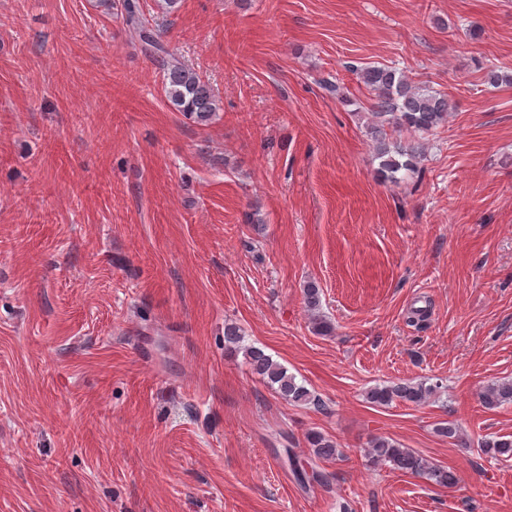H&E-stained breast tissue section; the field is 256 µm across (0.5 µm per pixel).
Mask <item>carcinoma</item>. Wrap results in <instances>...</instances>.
I'll list each match as a JSON object with an SVG mask.
<instances>
[{
  "instance_id": "obj_1",
  "label": "carcinoma",
  "mask_w": 512,
  "mask_h": 512,
  "mask_svg": "<svg viewBox=\"0 0 512 512\" xmlns=\"http://www.w3.org/2000/svg\"><path fill=\"white\" fill-rule=\"evenodd\" d=\"M116 5L120 6L121 15L138 32L141 41L153 49V58L163 74V91L169 107L198 125L211 123L220 110V99L213 85L165 50L155 33L144 26L140 0L108 3L111 9ZM351 70L373 94L369 131L376 157L380 159V176L390 179L402 170L415 171L423 157L420 144L393 141L387 137L386 128L406 130L414 135L428 134L447 120L451 110L448 98L412 85L408 75L394 66L353 65ZM244 358L252 373L262 377L280 398L293 404L324 407L321 399L299 382L296 375L288 372L287 367L273 360L262 349L246 347ZM438 389L440 386L437 382L406 380L370 388L366 392V401L378 407H387L397 401L422 404L430 400ZM480 401L489 410L512 403V381L488 386L480 394ZM435 431L456 441L460 438L461 426L455 420H443L436 424ZM305 441L315 461H330L342 455L337 442L321 432L307 433ZM478 451L495 460L512 458V436L486 438L479 444ZM367 455L377 464L424 476L439 487L451 488L457 482L454 472L430 463L416 451L389 437L371 439ZM295 473L302 482L311 481L320 486L329 483V475L314 467L309 473L303 468L295 469Z\"/></svg>"
}]
</instances>
